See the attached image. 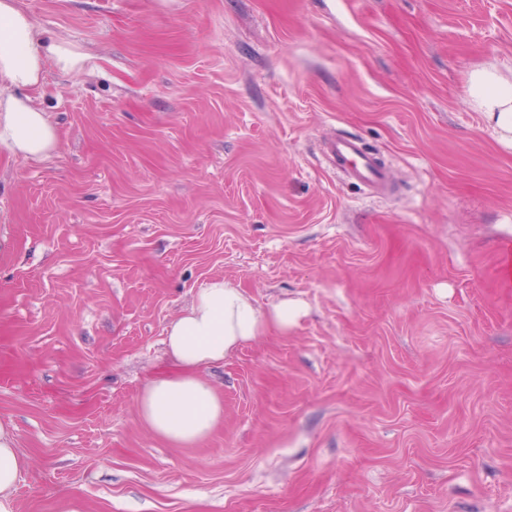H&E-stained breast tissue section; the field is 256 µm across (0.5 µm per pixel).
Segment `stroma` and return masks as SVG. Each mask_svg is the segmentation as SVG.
I'll return each instance as SVG.
<instances>
[{
  "label": "stroma",
  "mask_w": 512,
  "mask_h": 512,
  "mask_svg": "<svg viewBox=\"0 0 512 512\" xmlns=\"http://www.w3.org/2000/svg\"><path fill=\"white\" fill-rule=\"evenodd\" d=\"M50 157L0 149V422L16 512H512V0H20ZM356 135L376 196L324 154ZM214 277L304 313L205 369L224 420L138 416ZM467 96L475 110L485 113L500 141L512 147V82L494 69H477L469 76ZM27 466L12 427L0 422V512H15V494Z\"/></svg>",
  "instance_id": "35a3bbf8"
}]
</instances>
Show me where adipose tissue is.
Returning <instances> with one entry per match:
<instances>
[{
	"label": "adipose tissue",
	"mask_w": 512,
	"mask_h": 512,
	"mask_svg": "<svg viewBox=\"0 0 512 512\" xmlns=\"http://www.w3.org/2000/svg\"><path fill=\"white\" fill-rule=\"evenodd\" d=\"M88 57L72 45L44 43L18 0H0V148L40 160L59 147V133L31 92L46 64L65 73L84 69ZM471 106L485 113L500 141L512 147V82L491 68L468 79ZM302 314L284 300L262 310L243 289L215 278L198 288L190 305L166 327L170 371L148 380L138 400L140 420L157 438L176 446L205 440L224 419V400L204 379V368L223 363L270 327L287 331ZM27 465L12 427L0 423V512H15V494Z\"/></svg>",
	"instance_id": "obj_1"
}]
</instances>
